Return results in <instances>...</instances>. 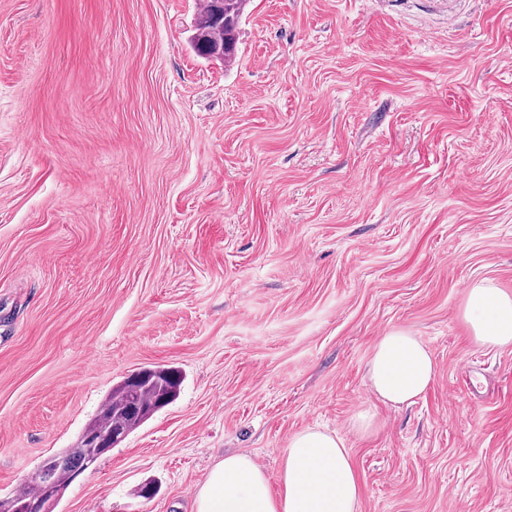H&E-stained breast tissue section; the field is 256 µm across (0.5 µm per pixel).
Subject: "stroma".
<instances>
[{
    "label": "stroma",
    "instance_id": "1",
    "mask_svg": "<svg viewBox=\"0 0 512 512\" xmlns=\"http://www.w3.org/2000/svg\"><path fill=\"white\" fill-rule=\"evenodd\" d=\"M199 10L0 0V498L174 366L53 512H193L218 457L274 481L309 427L358 512H512V347L462 315L512 292V0H250L228 67ZM398 327L437 365L409 406L367 380ZM463 318L473 340L485 347L512 345V294L488 280L467 286Z\"/></svg>",
    "mask_w": 512,
    "mask_h": 512
}]
</instances>
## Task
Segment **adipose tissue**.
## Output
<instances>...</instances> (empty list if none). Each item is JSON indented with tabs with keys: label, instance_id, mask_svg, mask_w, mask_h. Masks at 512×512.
<instances>
[{
	"label": "adipose tissue",
	"instance_id": "ef3b65f1",
	"mask_svg": "<svg viewBox=\"0 0 512 512\" xmlns=\"http://www.w3.org/2000/svg\"><path fill=\"white\" fill-rule=\"evenodd\" d=\"M463 318L485 347L512 345V293L487 280L467 286ZM371 391L393 405H409L434 382L429 349L404 328L380 336L368 362ZM360 485L345 442L317 428L294 434L277 481L245 453L224 455L209 468L195 495V512H357Z\"/></svg>",
	"mask_w": 512,
	"mask_h": 512
}]
</instances>
